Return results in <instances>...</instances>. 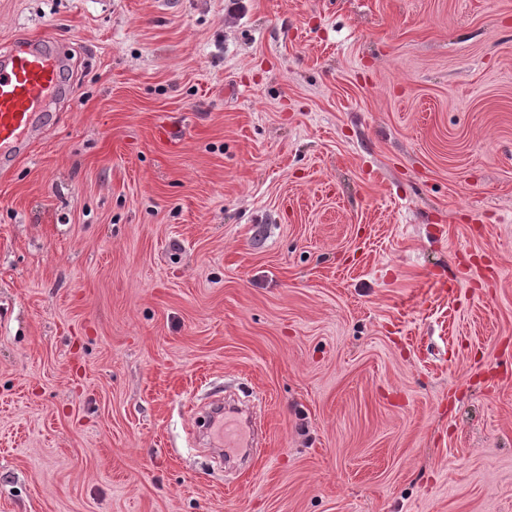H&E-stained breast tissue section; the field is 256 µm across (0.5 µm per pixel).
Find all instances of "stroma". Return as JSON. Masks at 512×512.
Returning a JSON list of instances; mask_svg holds the SVG:
<instances>
[{"mask_svg": "<svg viewBox=\"0 0 512 512\" xmlns=\"http://www.w3.org/2000/svg\"><path fill=\"white\" fill-rule=\"evenodd\" d=\"M46 30L0 512H512V0H0V46Z\"/></svg>", "mask_w": 512, "mask_h": 512, "instance_id": "obj_1", "label": "stroma"}]
</instances>
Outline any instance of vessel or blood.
<instances>
[{"mask_svg":"<svg viewBox=\"0 0 512 512\" xmlns=\"http://www.w3.org/2000/svg\"><path fill=\"white\" fill-rule=\"evenodd\" d=\"M65 43L45 33L0 48V163H9L26 146L52 97L65 94L61 74Z\"/></svg>","mask_w":512,"mask_h":512,"instance_id":"vessel-or-blood-1","label":"vessel or blood"}]
</instances>
